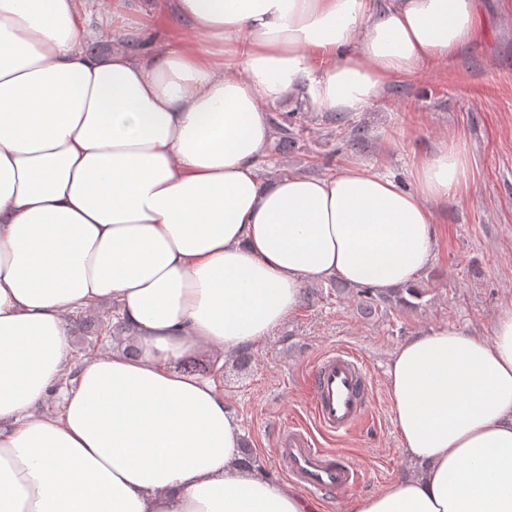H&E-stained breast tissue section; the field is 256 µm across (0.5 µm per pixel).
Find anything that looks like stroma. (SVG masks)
<instances>
[{
    "label": "stroma",
    "instance_id": "35a3bbf8",
    "mask_svg": "<svg viewBox=\"0 0 512 512\" xmlns=\"http://www.w3.org/2000/svg\"><path fill=\"white\" fill-rule=\"evenodd\" d=\"M475 7L476 40L445 63L396 79L384 101L356 116L365 131L359 144L345 141V124L304 114L305 145L317 175L355 162L409 187L416 166L439 141L468 146L466 187L436 207L434 256L419 281L424 296L418 307L382 308L368 316L354 291L313 283V300L252 350L248 365L220 360L212 349L196 354L219 367L250 460L273 474L281 472L274 433L311 422L308 374L332 349L357 354L371 386L366 417L346 436L321 439L362 471L353 495L376 493L412 474L388 392L393 352L424 330L452 327L490 336L497 313L512 306V0H475Z\"/></svg>",
    "mask_w": 512,
    "mask_h": 512
}]
</instances>
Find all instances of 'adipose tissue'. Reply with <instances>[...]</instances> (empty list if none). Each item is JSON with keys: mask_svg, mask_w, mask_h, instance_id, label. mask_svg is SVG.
Here are the masks:
<instances>
[{"mask_svg": "<svg viewBox=\"0 0 512 512\" xmlns=\"http://www.w3.org/2000/svg\"><path fill=\"white\" fill-rule=\"evenodd\" d=\"M151 23L166 47L101 32L100 54L76 0H0V512H318L245 458L220 378L181 363L254 348L308 282L416 284L465 144L409 188L259 162L276 106L367 110L472 42L473 0H163ZM106 300L136 351L74 364L68 319ZM387 374L421 473L347 512H512V307L487 340L409 338Z\"/></svg>", "mask_w": 512, "mask_h": 512, "instance_id": "1", "label": "adipose tissue"}]
</instances>
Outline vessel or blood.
Wrapping results in <instances>:
<instances>
[{"instance_id": "b4317fda", "label": "vessel or blood", "mask_w": 512, "mask_h": 512, "mask_svg": "<svg viewBox=\"0 0 512 512\" xmlns=\"http://www.w3.org/2000/svg\"><path fill=\"white\" fill-rule=\"evenodd\" d=\"M310 378L317 426L295 423L279 429L275 452L289 482L318 499L339 496L360 481L361 472L336 450L321 447L316 434L341 436L363 419L369 401L367 369L355 353L331 351L314 363Z\"/></svg>"}]
</instances>
